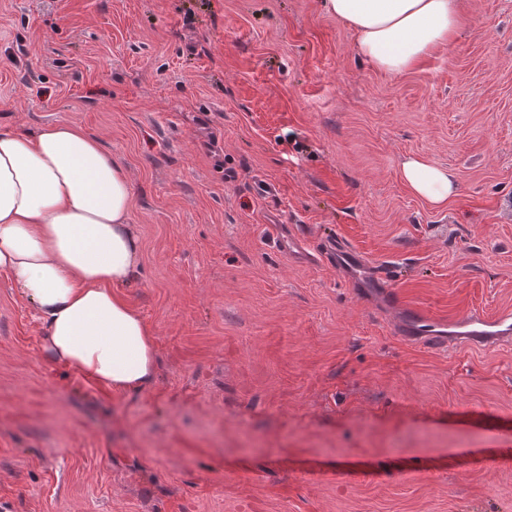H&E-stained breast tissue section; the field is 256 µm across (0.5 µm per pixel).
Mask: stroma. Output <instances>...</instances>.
Segmentation results:
<instances>
[{
    "mask_svg": "<svg viewBox=\"0 0 512 512\" xmlns=\"http://www.w3.org/2000/svg\"><path fill=\"white\" fill-rule=\"evenodd\" d=\"M461 4L389 76L323 0H0V129L75 124L126 168L158 362L135 393L49 360L0 277V512H512V340L398 331L512 311V0ZM401 176L411 191L433 205L448 202L454 191L455 174L448 167L431 165L421 157L403 161ZM327 260L336 265V270L348 282H353L362 276L369 274L367 265L361 257L345 246L327 249L325 252ZM407 314L416 331L427 333L439 330L445 333L446 320L437 317L429 310L410 307L407 309Z\"/></svg>",
    "mask_w": 512,
    "mask_h": 512,
    "instance_id": "1",
    "label": "stroma"
}]
</instances>
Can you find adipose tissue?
I'll return each mask as SVG.
<instances>
[{
  "mask_svg": "<svg viewBox=\"0 0 512 512\" xmlns=\"http://www.w3.org/2000/svg\"><path fill=\"white\" fill-rule=\"evenodd\" d=\"M355 34L358 54L395 76L450 44L459 0H324ZM411 191L447 203L455 175L421 157L403 161ZM126 169L96 138L65 124L37 134L0 130V274L45 326L47 357L121 392L157 374L152 330L120 294L139 267Z\"/></svg>",
  "mask_w": 512,
  "mask_h": 512,
  "instance_id": "ef3b65f1",
  "label": "adipose tissue"
}]
</instances>
